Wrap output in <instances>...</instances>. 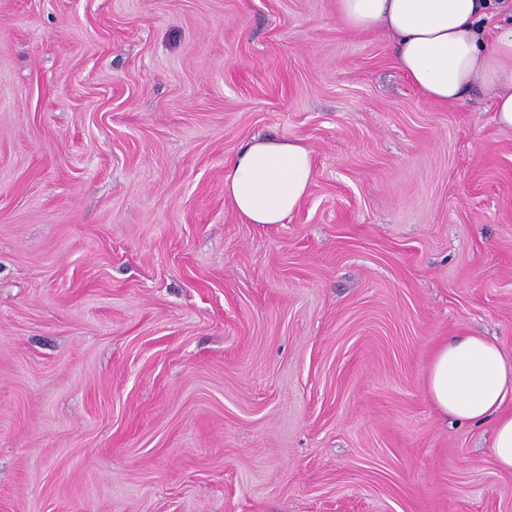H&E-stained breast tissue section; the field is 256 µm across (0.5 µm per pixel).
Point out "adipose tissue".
<instances>
[{"instance_id":"obj_1","label":"adipose tissue","mask_w":512,"mask_h":512,"mask_svg":"<svg viewBox=\"0 0 512 512\" xmlns=\"http://www.w3.org/2000/svg\"><path fill=\"white\" fill-rule=\"evenodd\" d=\"M492 0H337L340 21L391 35L396 61L423 99L452 104L471 89L493 93L497 124L512 131V20L485 37ZM300 142L255 137L224 166V196L252 224H280L314 180ZM434 408L459 423L493 421L492 455L512 471V355L484 336H455L434 351L426 385Z\"/></svg>"}]
</instances>
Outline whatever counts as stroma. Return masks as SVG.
<instances>
[{
	"label": "stroma",
	"mask_w": 512,
	"mask_h": 512,
	"mask_svg": "<svg viewBox=\"0 0 512 512\" xmlns=\"http://www.w3.org/2000/svg\"><path fill=\"white\" fill-rule=\"evenodd\" d=\"M312 151L281 224L224 197ZM512 354V131L336 0H0V512H512L435 348ZM314 174L302 143L253 137L224 165V197L250 224H281L306 196Z\"/></svg>",
	"instance_id": "stroma-1"
}]
</instances>
